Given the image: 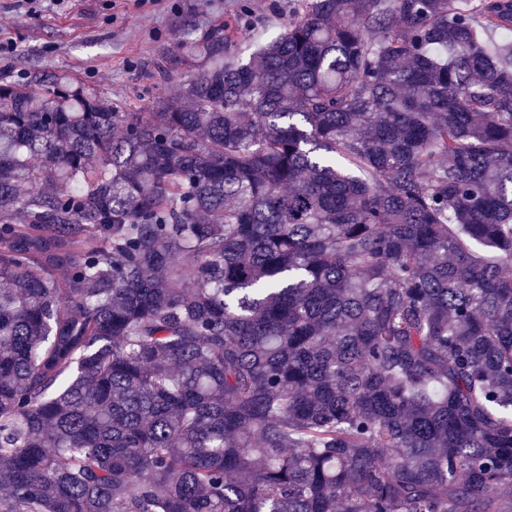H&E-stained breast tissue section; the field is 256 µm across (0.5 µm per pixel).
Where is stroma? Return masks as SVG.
<instances>
[{"instance_id":"35a3bbf8","label":"stroma","mask_w":512,"mask_h":512,"mask_svg":"<svg viewBox=\"0 0 512 512\" xmlns=\"http://www.w3.org/2000/svg\"><path fill=\"white\" fill-rule=\"evenodd\" d=\"M250 3V31L235 48L242 61L277 37L288 19V0ZM236 7L237 0H47L32 10L0 0V41L14 44L0 55V81L35 70L61 74L126 111L143 112L198 74L182 65L164 80L155 70L177 54L179 33H202L233 18Z\"/></svg>"}]
</instances>
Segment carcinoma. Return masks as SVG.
Here are the masks:
<instances>
[{"instance_id":"1","label":"carcinoma","mask_w":512,"mask_h":512,"mask_svg":"<svg viewBox=\"0 0 512 512\" xmlns=\"http://www.w3.org/2000/svg\"><path fill=\"white\" fill-rule=\"evenodd\" d=\"M250 25L0 84V512H512V0ZM252 6V24L248 35L241 37L235 48L240 61L263 43L277 37L288 19V0H249Z\"/></svg>"}]
</instances>
